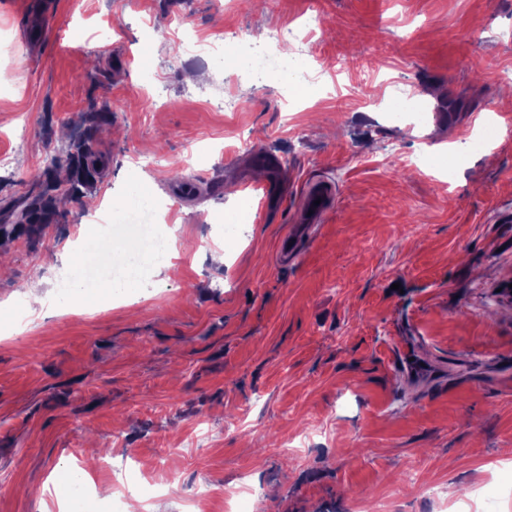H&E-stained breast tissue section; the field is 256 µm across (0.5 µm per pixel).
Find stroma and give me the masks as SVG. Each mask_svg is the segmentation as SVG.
Returning <instances> with one entry per match:
<instances>
[{
    "label": "stroma",
    "mask_w": 512,
    "mask_h": 512,
    "mask_svg": "<svg viewBox=\"0 0 512 512\" xmlns=\"http://www.w3.org/2000/svg\"><path fill=\"white\" fill-rule=\"evenodd\" d=\"M311 17L316 83L235 65ZM0 37V512H60L30 488L90 459L115 495L75 512L164 486L188 512H449L461 486L512 512V0H0ZM396 82L425 123L393 121ZM74 140L96 179L50 202ZM315 183L329 214L278 259ZM146 201L170 272L23 307L38 280L64 298L98 211Z\"/></svg>",
    "instance_id": "stroma-1"
}]
</instances>
